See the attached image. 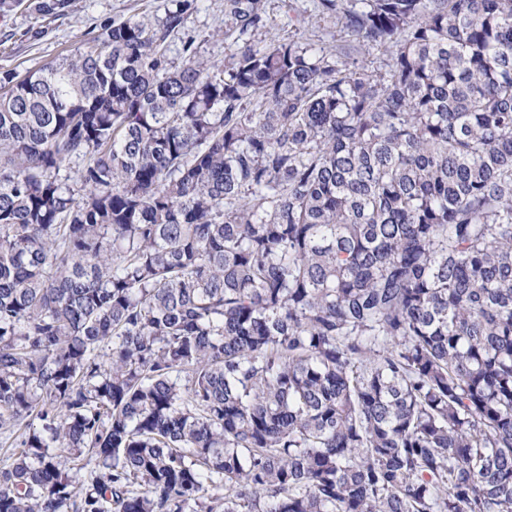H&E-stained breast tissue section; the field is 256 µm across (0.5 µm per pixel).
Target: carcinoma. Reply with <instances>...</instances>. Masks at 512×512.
Wrapping results in <instances>:
<instances>
[{
	"label": "carcinoma",
	"instance_id": "1",
	"mask_svg": "<svg viewBox=\"0 0 512 512\" xmlns=\"http://www.w3.org/2000/svg\"><path fill=\"white\" fill-rule=\"evenodd\" d=\"M226 8L0 73V512H512V0ZM314 0H261V8L267 22L261 34L252 36L257 42L270 37H279L314 43L317 46H346L350 34L336 23V18L318 15L313 11ZM309 15L305 28L296 29L289 23V17L297 14ZM308 39V40H305Z\"/></svg>",
	"mask_w": 512,
	"mask_h": 512
}]
</instances>
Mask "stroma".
<instances>
[{"label": "stroma", "mask_w": 512, "mask_h": 512, "mask_svg": "<svg viewBox=\"0 0 512 512\" xmlns=\"http://www.w3.org/2000/svg\"><path fill=\"white\" fill-rule=\"evenodd\" d=\"M38 2L24 0L15 11L0 15L1 72L37 69L81 47L112 23L142 17L158 25L179 9L185 12V25L170 42L169 59L181 62L183 47L190 42L200 58L220 62L224 59V33L233 27L225 0H70L65 12L53 15L40 12ZM313 6V0H261L267 22L262 38L347 45L349 33L335 18L315 13Z\"/></svg>", "instance_id": "stroma-1"}]
</instances>
